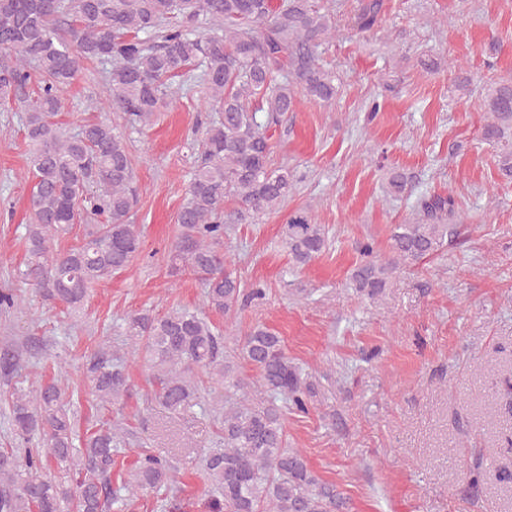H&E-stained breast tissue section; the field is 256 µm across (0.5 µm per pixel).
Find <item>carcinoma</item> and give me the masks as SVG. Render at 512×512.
Returning <instances> with one entry per match:
<instances>
[{
    "label": "carcinoma",
    "instance_id": "obj_1",
    "mask_svg": "<svg viewBox=\"0 0 512 512\" xmlns=\"http://www.w3.org/2000/svg\"><path fill=\"white\" fill-rule=\"evenodd\" d=\"M384 0H357L351 22L361 32L381 25ZM336 35V21L316 0H0V104L32 83L36 96L21 122L33 145L34 185L25 224L28 261L17 277L47 300L80 307L93 285L125 269L140 249L131 217L138 202L127 136L109 120L73 133L53 118L61 95L84 65L103 66L112 108L133 126L150 124L167 105L173 83L206 85L218 117L202 130L201 161L186 187L170 255L203 284L208 308L231 318L265 297L246 285L224 260V204L238 202V220L280 210L296 189L294 171L270 162L272 125L300 99L330 104L336 76L318 62V49ZM481 136L497 146L498 169L512 180V82H495L483 99ZM264 118H259V114ZM409 185L391 171L394 196ZM419 221L395 225L389 254L372 243L353 270L350 285L376 299L407 264L437 253L455 232L451 195L420 199ZM81 242L52 252L73 226ZM293 266L319 258L327 248L323 225L298 210L283 227ZM24 303L18 290H0V313ZM128 339L151 364V400L172 415L190 409L199 385L231 396L224 407L221 447L202 458L209 482L208 512H349L336 485L321 480L296 448L288 446L283 410L307 414L317 387L288 357L283 339L256 324L227 351L224 334L202 314L181 310L164 317L129 318ZM257 373L255 386L241 379L236 360ZM19 352L0 349V374H13ZM105 403L127 392L123 367L102 347L88 367ZM9 421L15 438L41 432L46 454L0 448V512H127L141 490L171 489L174 468L146 451L119 485L112 465L126 439L110 424L87 433L74 447L69 412L59 385L45 382L33 394H12ZM512 480V472L470 469L461 490L473 496L485 477Z\"/></svg>",
    "mask_w": 512,
    "mask_h": 512
}]
</instances>
